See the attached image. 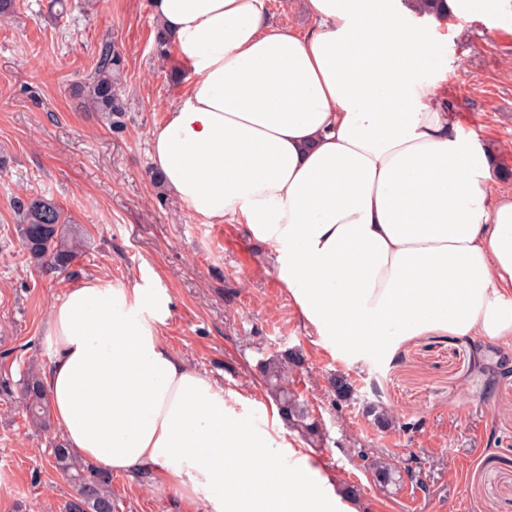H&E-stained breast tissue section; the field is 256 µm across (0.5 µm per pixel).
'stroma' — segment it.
<instances>
[{
	"label": "stroma",
	"mask_w": 512,
	"mask_h": 512,
	"mask_svg": "<svg viewBox=\"0 0 512 512\" xmlns=\"http://www.w3.org/2000/svg\"><path fill=\"white\" fill-rule=\"evenodd\" d=\"M0 23V512H61L73 490L52 466L42 432L25 418L19 382L45 371L51 311L90 281L166 294L159 332L189 367L244 395L238 413L276 407L258 369L288 350L304 358L294 390L324 425L313 454L351 486L363 512H512V347L428 335L390 356L350 362L298 317L265 246L245 225L191 215L151 179V132L184 91L160 56L150 0H17ZM448 48L444 96L467 131L490 149L492 193L512 190V33L487 17L420 22ZM123 50L120 126L80 107L72 86L102 39ZM54 199L83 241L65 273L32 266L17 234L14 197ZM355 388L337 402L332 378ZM378 403L398 416L379 430L362 412ZM390 456L399 486L380 487L361 453ZM115 512H204L175 486L113 474Z\"/></svg>",
	"instance_id": "stroma-1"
}]
</instances>
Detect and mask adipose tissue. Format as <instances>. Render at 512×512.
Instances as JSON below:
<instances>
[{
	"label": "adipose tissue",
	"mask_w": 512,
	"mask_h": 512,
	"mask_svg": "<svg viewBox=\"0 0 512 512\" xmlns=\"http://www.w3.org/2000/svg\"><path fill=\"white\" fill-rule=\"evenodd\" d=\"M191 71L151 161L195 217L245 225L299 318L355 360L430 333L512 346V193L441 99L445 46L401 0H151ZM167 296L98 281L54 306L44 385L70 448L204 512H361L306 449L163 342ZM282 1L266 0L269 19L275 26L304 32L317 24L308 14L304 0H288V6Z\"/></svg>",
	"instance_id": "1"
}]
</instances>
